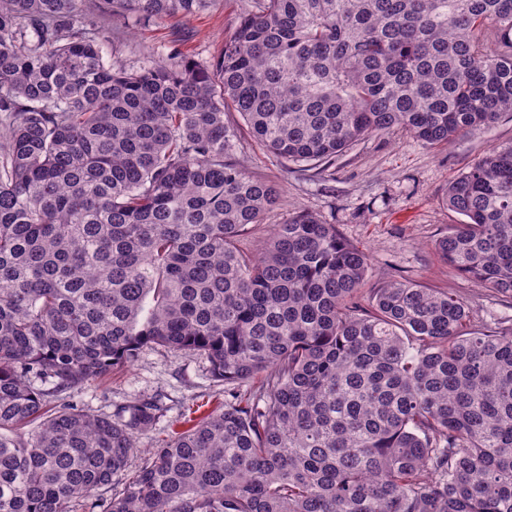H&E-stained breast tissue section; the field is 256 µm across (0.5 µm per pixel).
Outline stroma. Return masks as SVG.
<instances>
[{
  "label": "stroma",
  "mask_w": 512,
  "mask_h": 512,
  "mask_svg": "<svg viewBox=\"0 0 512 512\" xmlns=\"http://www.w3.org/2000/svg\"><path fill=\"white\" fill-rule=\"evenodd\" d=\"M240 9L239 0H212L195 15L149 25L105 20L103 55L137 69L158 61L173 34L182 33L183 51L210 63L221 53ZM226 120L238 129L232 160L280 189L276 206L242 236V249L257 250L275 225L307 211L335 225L346 241L369 254V287L397 281L445 290L471 307L478 325L512 323L511 299L457 271L434 250L449 226L463 220L443 202L449 182L494 148L512 144V117L469 131L445 149L427 147L404 132L371 136L320 174L284 165L267 154L237 113H227ZM138 396L160 399L164 415L154 428L138 434L129 457L133 467L158 439L184 429L186 419L197 420L221 408L224 386L212 379L203 357L148 347L128 366L70 393L71 401L84 410L112 416Z\"/></svg>",
  "instance_id": "stroma-1"
}]
</instances>
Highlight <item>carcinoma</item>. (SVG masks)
Listing matches in <instances>:
<instances>
[{"label": "carcinoma", "instance_id": "carcinoma-1", "mask_svg": "<svg viewBox=\"0 0 512 512\" xmlns=\"http://www.w3.org/2000/svg\"><path fill=\"white\" fill-rule=\"evenodd\" d=\"M246 2L213 64L176 38L131 71L101 20L209 0H0V512L117 487L102 512H512V325L366 288L369 255L310 213L243 252L280 189L226 159L224 119L323 169L400 130L446 147L512 113V0ZM444 203L466 220L440 258L512 298V145ZM147 345L204 355L229 390L132 469L159 404L116 420L65 394Z\"/></svg>", "mask_w": 512, "mask_h": 512}]
</instances>
